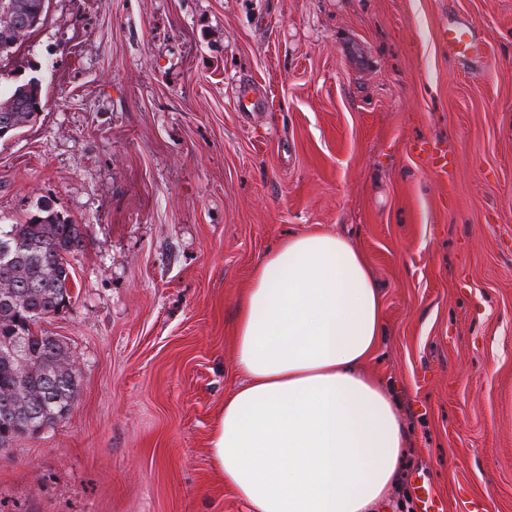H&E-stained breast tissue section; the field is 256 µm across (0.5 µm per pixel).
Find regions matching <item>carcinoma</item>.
<instances>
[{
    "label": "carcinoma",
    "instance_id": "carcinoma-1",
    "mask_svg": "<svg viewBox=\"0 0 512 512\" xmlns=\"http://www.w3.org/2000/svg\"><path fill=\"white\" fill-rule=\"evenodd\" d=\"M12 17H0V61L33 33L20 32L18 17L38 10L41 0H7ZM41 110V86L17 85L0 93V125L31 123ZM87 235L48 205L26 221L0 224V448L21 435H37L66 418L79 395L64 343L33 325L58 313L71 298L70 264Z\"/></svg>",
    "mask_w": 512,
    "mask_h": 512
}]
</instances>
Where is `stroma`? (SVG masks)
<instances>
[{
	"instance_id": "1",
	"label": "stroma",
	"mask_w": 512,
	"mask_h": 512,
	"mask_svg": "<svg viewBox=\"0 0 512 512\" xmlns=\"http://www.w3.org/2000/svg\"><path fill=\"white\" fill-rule=\"evenodd\" d=\"M457 23L463 56L440 40ZM33 77L0 224L46 203L87 227L38 323L80 393L0 449V512H246L209 451L239 294L316 232L382 293L367 368L409 443L390 512H421V480L444 512H512V0H49L0 62L1 89Z\"/></svg>"
}]
</instances>
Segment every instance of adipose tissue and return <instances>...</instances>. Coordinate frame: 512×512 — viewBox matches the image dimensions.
<instances>
[{
	"mask_svg": "<svg viewBox=\"0 0 512 512\" xmlns=\"http://www.w3.org/2000/svg\"><path fill=\"white\" fill-rule=\"evenodd\" d=\"M234 332L243 381L210 438L225 487L247 512H377L407 439L364 369L385 332L364 256L335 234L284 240L243 288Z\"/></svg>",
	"mask_w": 512,
	"mask_h": 512,
	"instance_id": "ef3b65f1",
	"label": "adipose tissue"
}]
</instances>
